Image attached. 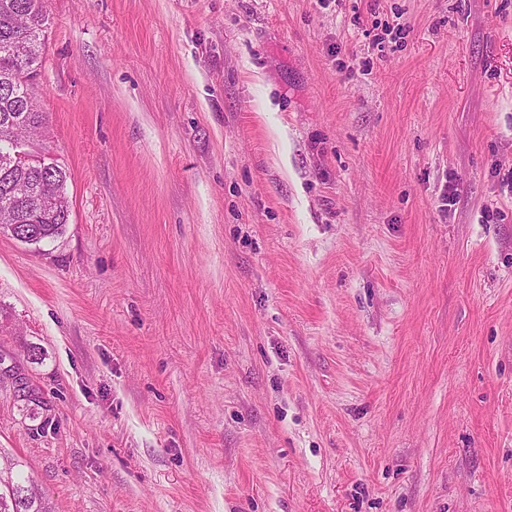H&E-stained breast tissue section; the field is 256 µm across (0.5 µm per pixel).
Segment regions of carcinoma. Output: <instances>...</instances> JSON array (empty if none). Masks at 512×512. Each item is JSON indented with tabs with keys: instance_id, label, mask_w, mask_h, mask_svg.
<instances>
[{
	"instance_id": "obj_1",
	"label": "carcinoma",
	"mask_w": 512,
	"mask_h": 512,
	"mask_svg": "<svg viewBox=\"0 0 512 512\" xmlns=\"http://www.w3.org/2000/svg\"><path fill=\"white\" fill-rule=\"evenodd\" d=\"M45 0H0V225L16 224L41 241L69 223L67 175L52 162L16 158V142L45 123L31 93L43 65ZM19 463L0 458V512H47L32 481L18 478Z\"/></svg>"
}]
</instances>
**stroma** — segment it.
<instances>
[{"instance_id": "obj_1", "label": "stroma", "mask_w": 512, "mask_h": 512, "mask_svg": "<svg viewBox=\"0 0 512 512\" xmlns=\"http://www.w3.org/2000/svg\"><path fill=\"white\" fill-rule=\"evenodd\" d=\"M45 6L0 448L53 512H512V0Z\"/></svg>"}]
</instances>
